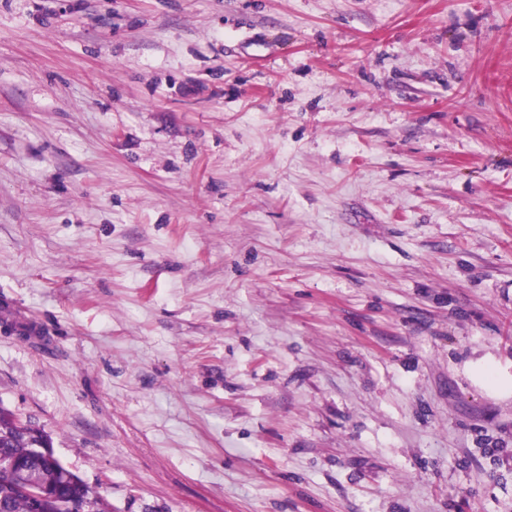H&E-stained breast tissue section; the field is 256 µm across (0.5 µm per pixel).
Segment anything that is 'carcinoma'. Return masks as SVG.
I'll return each mask as SVG.
<instances>
[{
	"instance_id": "1",
	"label": "carcinoma",
	"mask_w": 512,
	"mask_h": 512,
	"mask_svg": "<svg viewBox=\"0 0 512 512\" xmlns=\"http://www.w3.org/2000/svg\"><path fill=\"white\" fill-rule=\"evenodd\" d=\"M48 438L40 428L24 426L12 412L0 407V455L18 464L16 476L0 480V509L3 512H32L30 499L20 492L24 484L46 489L40 512H77L90 501L94 512H109L108 505L84 481L64 479V465L58 459L38 457L33 443Z\"/></svg>"
}]
</instances>
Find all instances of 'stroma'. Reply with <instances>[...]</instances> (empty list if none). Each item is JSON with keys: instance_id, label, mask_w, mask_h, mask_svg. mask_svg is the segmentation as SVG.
<instances>
[{"instance_id": "1", "label": "stroma", "mask_w": 512, "mask_h": 512, "mask_svg": "<svg viewBox=\"0 0 512 512\" xmlns=\"http://www.w3.org/2000/svg\"><path fill=\"white\" fill-rule=\"evenodd\" d=\"M2 300L110 512H512V0H0Z\"/></svg>"}]
</instances>
